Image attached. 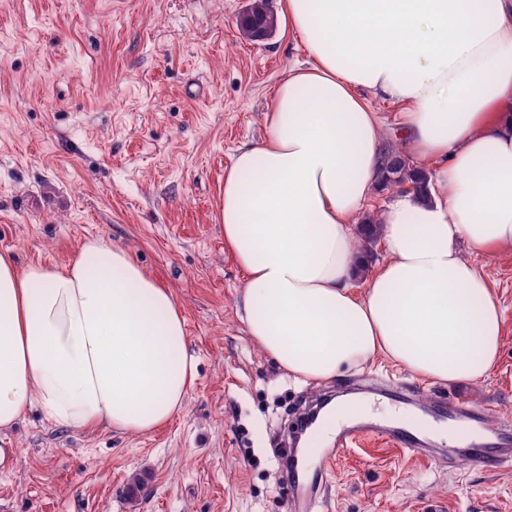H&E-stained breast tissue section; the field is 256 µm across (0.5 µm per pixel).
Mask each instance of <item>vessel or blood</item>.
I'll list each match as a JSON object with an SVG mask.
<instances>
[{"label": "vessel or blood", "mask_w": 512, "mask_h": 512, "mask_svg": "<svg viewBox=\"0 0 512 512\" xmlns=\"http://www.w3.org/2000/svg\"><path fill=\"white\" fill-rule=\"evenodd\" d=\"M437 416L456 415L478 423V430L469 432L460 445L449 448L448 462L456 464L465 460L487 470L512 466V426L492 424L487 412L471 411L464 401L452 397L436 411ZM367 440H382L417 456H432L431 448L413 430L394 426L377 425L353 418L339 427L336 436L324 453L325 461L336 460L345 450ZM288 482L292 487L294 512H316L319 506L321 481L308 474L300 449L288 452Z\"/></svg>", "instance_id": "b4317fda"}]
</instances>
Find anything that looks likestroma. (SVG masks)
I'll use <instances>...</instances> for the list:
<instances>
[{"label": "stroma", "instance_id": "stroma-1", "mask_svg": "<svg viewBox=\"0 0 512 512\" xmlns=\"http://www.w3.org/2000/svg\"><path fill=\"white\" fill-rule=\"evenodd\" d=\"M245 0H0V253L60 267L88 238L129 252L185 319L197 377L184 409L147 436L56 427L30 409L0 432V512H289L278 460L300 405L387 375L410 398L366 395L374 422L429 420L446 449L460 425L428 416L455 396L512 423V248L482 259L504 312L492 375L472 385L385 361L300 385L239 316L245 275L218 213L238 150L265 135L275 86L306 56L280 24L242 40ZM324 472L319 512H512V468L441 467L380 441ZM146 487L129 495L133 475Z\"/></svg>", "mask_w": 512, "mask_h": 512}]
</instances>
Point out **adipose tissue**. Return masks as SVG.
Instances as JSON below:
<instances>
[{
    "label": "adipose tissue",
    "mask_w": 512,
    "mask_h": 512,
    "mask_svg": "<svg viewBox=\"0 0 512 512\" xmlns=\"http://www.w3.org/2000/svg\"><path fill=\"white\" fill-rule=\"evenodd\" d=\"M307 57L276 86L265 136L224 175V244L248 336L304 383L382 357L436 382L495 369L503 316L481 259L512 247V0H281ZM428 176L377 220L387 260L359 270L385 189L372 106ZM182 310L130 254L85 240L65 265L0 253V430L148 433L195 378ZM374 107L384 122V134L388 145L396 146L399 141V127L397 126L396 112H399L400 108L393 105L392 103L385 102L379 99L373 101Z\"/></svg>",
    "instance_id": "obj_1"
}]
</instances>
